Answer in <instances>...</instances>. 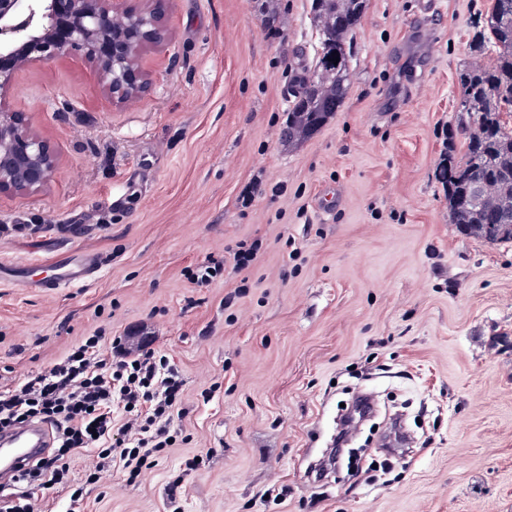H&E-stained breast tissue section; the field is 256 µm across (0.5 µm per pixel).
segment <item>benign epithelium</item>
I'll use <instances>...</instances> for the list:
<instances>
[{
  "label": "benign epithelium",
  "instance_id": "obj_1",
  "mask_svg": "<svg viewBox=\"0 0 512 512\" xmlns=\"http://www.w3.org/2000/svg\"><path fill=\"white\" fill-rule=\"evenodd\" d=\"M125 0H0V99L17 71L35 61L80 52L90 61L114 104L144 95L151 77L139 66L142 52L168 40L167 0H145L140 10ZM57 155L22 112L0 106V194L43 189Z\"/></svg>",
  "mask_w": 512,
  "mask_h": 512
}]
</instances>
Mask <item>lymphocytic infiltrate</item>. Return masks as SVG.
I'll return each mask as SVG.
<instances>
[{
  "label": "lymphocytic infiltrate",
  "mask_w": 512,
  "mask_h": 512,
  "mask_svg": "<svg viewBox=\"0 0 512 512\" xmlns=\"http://www.w3.org/2000/svg\"><path fill=\"white\" fill-rule=\"evenodd\" d=\"M100 342V336L87 337L63 358L0 392V431L26 422L53 430L52 448L21 481L40 482L47 490L72 485L76 501L82 481L102 482L116 471L137 478L149 457L172 445L183 386L177 369L147 345L133 353L118 351L109 360ZM118 410L124 423L114 417ZM86 448L96 449L97 460L79 479L73 462Z\"/></svg>",
  "instance_id": "f902f5d3"
}]
</instances>
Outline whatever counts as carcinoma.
I'll return each instance as SVG.
<instances>
[{
  "label": "carcinoma",
  "instance_id": "cac0c4a2",
  "mask_svg": "<svg viewBox=\"0 0 512 512\" xmlns=\"http://www.w3.org/2000/svg\"><path fill=\"white\" fill-rule=\"evenodd\" d=\"M354 0H312L321 36L314 71L315 83L304 74L288 109V130L307 133L318 128L327 115L341 107L347 88L337 76L346 65V43L360 14ZM483 43L493 47L491 61L460 74L466 103L475 130L465 137V162L448 156L442 172L448 183V203L454 223L469 233L493 241H512V130H506L502 113L512 112V0H492L484 18ZM339 62H330L333 52ZM493 187L484 201H469L475 179Z\"/></svg>",
  "mask_w": 512,
  "mask_h": 512
}]
</instances>
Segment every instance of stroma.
<instances>
[{
    "label": "stroma",
    "mask_w": 512,
    "mask_h": 512,
    "mask_svg": "<svg viewBox=\"0 0 512 512\" xmlns=\"http://www.w3.org/2000/svg\"><path fill=\"white\" fill-rule=\"evenodd\" d=\"M311 3L169 0L152 87L121 106L77 54L16 75L5 104L58 164L0 196V263L38 278L67 242L107 262L50 294L0 285V391L94 334L184 380L172 446L80 503L47 490L48 512H512V242L462 232L439 175L464 155L459 75L490 59L472 41L491 2L365 0L342 106L290 141ZM357 388L411 403L415 444L311 486Z\"/></svg>",
    "instance_id": "stroma-1"
}]
</instances>
